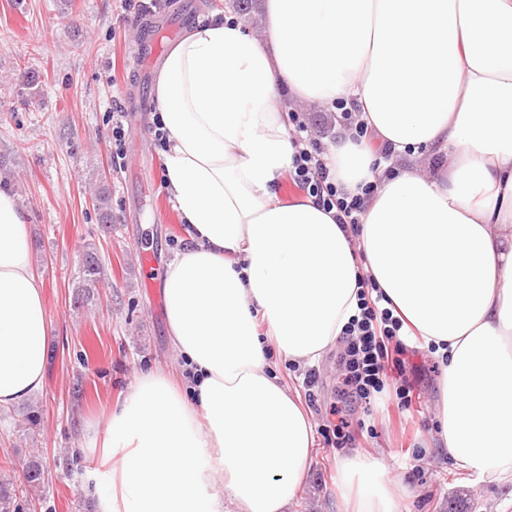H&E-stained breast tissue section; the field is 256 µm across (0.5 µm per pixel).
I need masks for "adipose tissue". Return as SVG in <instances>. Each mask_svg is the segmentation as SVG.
<instances>
[{"label": "adipose tissue", "instance_id": "ef3b65f1", "mask_svg": "<svg viewBox=\"0 0 512 512\" xmlns=\"http://www.w3.org/2000/svg\"><path fill=\"white\" fill-rule=\"evenodd\" d=\"M263 35L213 14L155 84L166 187L188 242L163 285L180 377L140 373L90 427L96 512H289L314 424L274 356L316 365L370 278L443 366L436 441L456 469L512 480V0H263ZM345 101L371 136L331 174L374 193L358 231L283 202L288 100ZM27 214L0 186V409L40 393L45 283ZM342 512H401V484L341 460Z\"/></svg>", "mask_w": 512, "mask_h": 512}]
</instances>
